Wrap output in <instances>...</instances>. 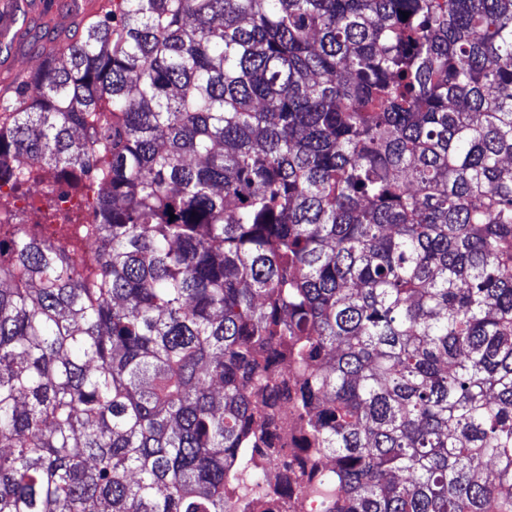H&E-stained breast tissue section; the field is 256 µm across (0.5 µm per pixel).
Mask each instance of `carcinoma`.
Returning <instances> with one entry per match:
<instances>
[{"label": "carcinoma", "mask_w": 512, "mask_h": 512, "mask_svg": "<svg viewBox=\"0 0 512 512\" xmlns=\"http://www.w3.org/2000/svg\"><path fill=\"white\" fill-rule=\"evenodd\" d=\"M18 70L0 183L96 199L0 259V512H225L288 400L330 512H512V0H106Z\"/></svg>", "instance_id": "obj_1"}]
</instances>
